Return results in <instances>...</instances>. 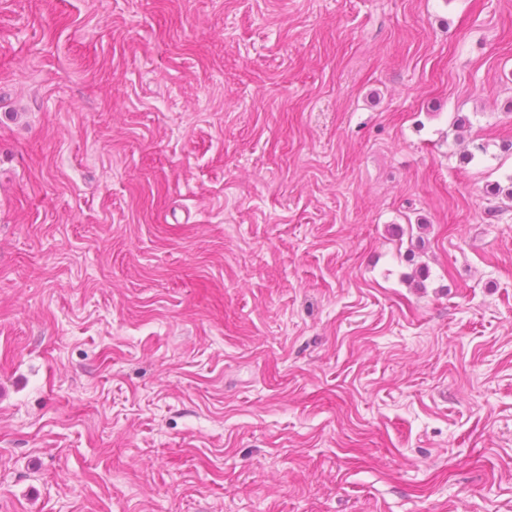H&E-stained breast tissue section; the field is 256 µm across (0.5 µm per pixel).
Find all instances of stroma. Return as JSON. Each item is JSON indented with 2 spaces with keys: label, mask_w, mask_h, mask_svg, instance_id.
Listing matches in <instances>:
<instances>
[{
  "label": "stroma",
  "mask_w": 512,
  "mask_h": 512,
  "mask_svg": "<svg viewBox=\"0 0 512 512\" xmlns=\"http://www.w3.org/2000/svg\"><path fill=\"white\" fill-rule=\"evenodd\" d=\"M512 0H0V512H512Z\"/></svg>",
  "instance_id": "obj_1"
}]
</instances>
